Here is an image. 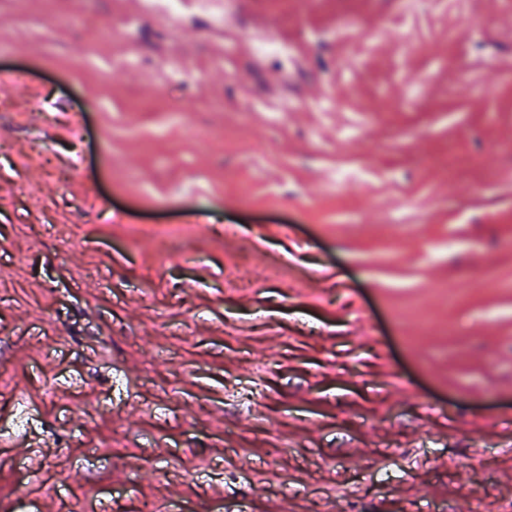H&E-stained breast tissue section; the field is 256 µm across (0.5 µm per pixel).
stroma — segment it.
I'll return each instance as SVG.
<instances>
[{
  "label": "stroma",
  "instance_id": "obj_1",
  "mask_svg": "<svg viewBox=\"0 0 512 512\" xmlns=\"http://www.w3.org/2000/svg\"><path fill=\"white\" fill-rule=\"evenodd\" d=\"M226 28L0 0V512H512V0Z\"/></svg>",
  "mask_w": 512,
  "mask_h": 512
}]
</instances>
